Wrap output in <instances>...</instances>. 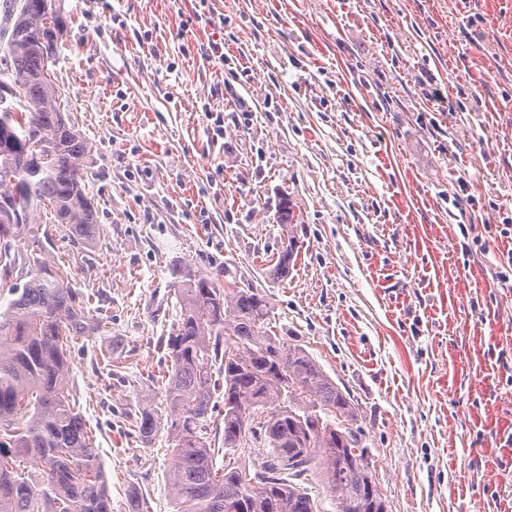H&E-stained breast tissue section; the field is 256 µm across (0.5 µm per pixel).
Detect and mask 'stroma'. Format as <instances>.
<instances>
[{"mask_svg": "<svg viewBox=\"0 0 512 512\" xmlns=\"http://www.w3.org/2000/svg\"><path fill=\"white\" fill-rule=\"evenodd\" d=\"M62 10L54 82L101 229L46 257L73 264L94 326L69 389L112 512L133 484L174 512L169 419L133 424L163 401L177 273L218 271L357 399L390 512H512V0ZM284 197L303 248L276 279Z\"/></svg>", "mask_w": 512, "mask_h": 512, "instance_id": "obj_1", "label": "stroma"}]
</instances>
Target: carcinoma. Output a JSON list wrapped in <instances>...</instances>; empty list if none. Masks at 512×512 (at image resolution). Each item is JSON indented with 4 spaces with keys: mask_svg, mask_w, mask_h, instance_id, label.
Listing matches in <instances>:
<instances>
[{
    "mask_svg": "<svg viewBox=\"0 0 512 512\" xmlns=\"http://www.w3.org/2000/svg\"><path fill=\"white\" fill-rule=\"evenodd\" d=\"M43 0H11L12 26L0 75L13 101L0 100V286L12 299L0 311V512H112L105 473L80 415L70 403L69 338L93 329L83 292L54 263L28 255L24 283L11 281L12 242L34 235L40 252L63 230L86 245L99 233L98 208L86 183L91 147L61 109L44 78L57 57L64 14ZM53 219L42 224L41 214ZM293 203L276 223L287 229L270 276H288L301 242ZM181 312L164 347L169 361L165 405L175 464L176 512H320L297 483L320 464L336 494V512H388L357 426L358 402L310 354L271 333L272 308L252 285L182 276ZM224 391V467L214 466L210 413ZM150 438L158 411L135 420ZM268 449L251 473L234 461L243 443Z\"/></svg>",
    "mask_w": 512,
    "mask_h": 512,
    "instance_id": "obj_1",
    "label": "carcinoma"
}]
</instances>
